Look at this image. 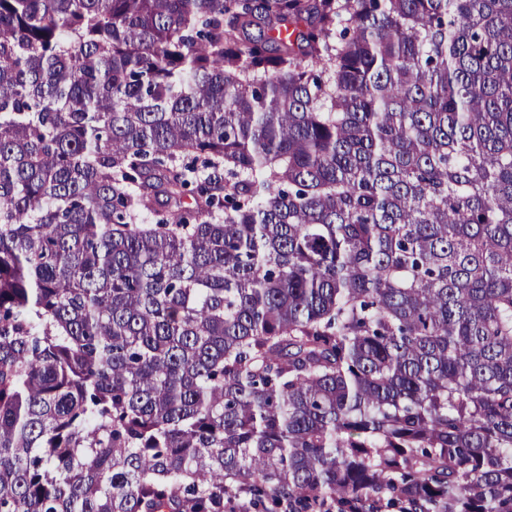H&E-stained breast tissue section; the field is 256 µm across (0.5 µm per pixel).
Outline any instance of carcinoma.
I'll use <instances>...</instances> for the list:
<instances>
[{
	"mask_svg": "<svg viewBox=\"0 0 512 512\" xmlns=\"http://www.w3.org/2000/svg\"><path fill=\"white\" fill-rule=\"evenodd\" d=\"M241 495L512 512V0H0V512Z\"/></svg>",
	"mask_w": 512,
	"mask_h": 512,
	"instance_id": "carcinoma-1",
	"label": "carcinoma"
}]
</instances>
